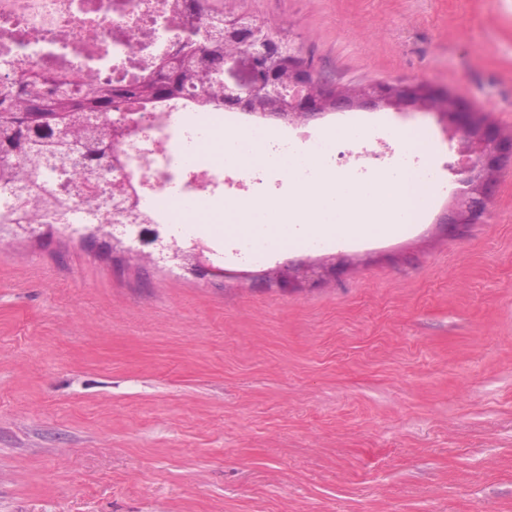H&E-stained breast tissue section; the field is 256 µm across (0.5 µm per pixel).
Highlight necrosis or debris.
<instances>
[{
	"label": "necrosis or debris",
	"instance_id": "4bbe7bcc",
	"mask_svg": "<svg viewBox=\"0 0 512 512\" xmlns=\"http://www.w3.org/2000/svg\"><path fill=\"white\" fill-rule=\"evenodd\" d=\"M182 0H0V56L10 55L29 70L49 71L54 80L76 79L94 67L112 78L127 82L149 71L156 56L168 50L181 33ZM138 42V56L126 54L128 42ZM216 129L188 100L152 117L133 130L121 149L132 159V182L138 190L140 209L155 222L192 223L193 204L204 199L215 209L225 202L244 201L253 195V177L267 180V194H281L283 182L310 185L325 167L346 168L359 183L379 173L413 171L429 181L437 172L419 156L406 152L398 139L362 136L326 141L307 131L263 144L266 161L256 170L241 168L237 159L248 145L241 140L224 143L221 157L202 156ZM176 199L178 211L157 208L158 199Z\"/></svg>",
	"mask_w": 512,
	"mask_h": 512
}]
</instances>
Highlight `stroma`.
Here are the masks:
<instances>
[{"label": "stroma", "instance_id": "35a3bbf8", "mask_svg": "<svg viewBox=\"0 0 512 512\" xmlns=\"http://www.w3.org/2000/svg\"><path fill=\"white\" fill-rule=\"evenodd\" d=\"M335 87L426 80L512 133V0H235ZM389 237L235 256L223 277L79 238L0 243V512H512V161Z\"/></svg>", "mask_w": 512, "mask_h": 512}]
</instances>
